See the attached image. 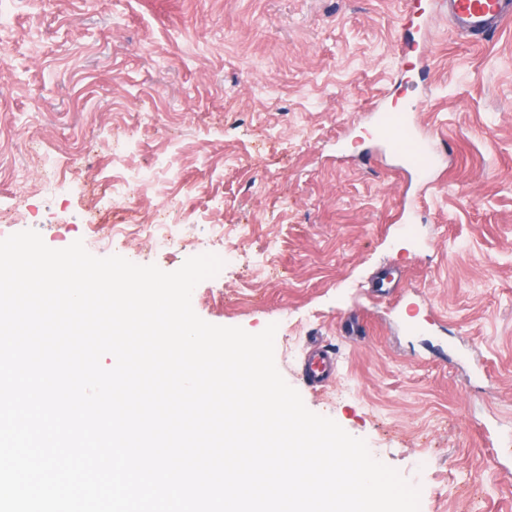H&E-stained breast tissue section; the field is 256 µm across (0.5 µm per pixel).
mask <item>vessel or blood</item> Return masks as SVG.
Instances as JSON below:
<instances>
[{
    "mask_svg": "<svg viewBox=\"0 0 512 512\" xmlns=\"http://www.w3.org/2000/svg\"><path fill=\"white\" fill-rule=\"evenodd\" d=\"M443 6L465 35H487L496 32L504 22L512 19V0H436ZM418 100L410 99L398 109H377L374 120L380 129L388 151L404 161L413 173L420 188L435 184L434 174L441 161L431 140L418 139L420 150L416 153L404 149L405 141L416 139L410 121L411 112L417 111ZM338 361L331 345L316 340L310 343L300 368L305 384L312 389L327 387L336 377Z\"/></svg>",
    "mask_w": 512,
    "mask_h": 512,
    "instance_id": "1",
    "label": "vessel or blood"
}]
</instances>
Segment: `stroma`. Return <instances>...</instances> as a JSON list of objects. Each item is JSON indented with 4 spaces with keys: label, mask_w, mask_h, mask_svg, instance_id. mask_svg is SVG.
<instances>
[{
    "label": "stroma",
    "mask_w": 512,
    "mask_h": 512,
    "mask_svg": "<svg viewBox=\"0 0 512 512\" xmlns=\"http://www.w3.org/2000/svg\"><path fill=\"white\" fill-rule=\"evenodd\" d=\"M404 0H14L0 29V222L51 248L82 240L171 272L134 232L168 194L188 247L229 250L196 314L250 333L277 324L275 362L305 406L424 490L420 512H512V22L460 34ZM424 103L446 154L420 195L371 132L376 103ZM137 143L119 158L128 134ZM155 163L133 208L100 205ZM66 176L50 196L43 166ZM401 273L395 288L380 279ZM413 305L420 329L405 330ZM361 335H347L349 322ZM336 380L302 384L311 337Z\"/></svg>",
    "instance_id": "obj_1"
}]
</instances>
